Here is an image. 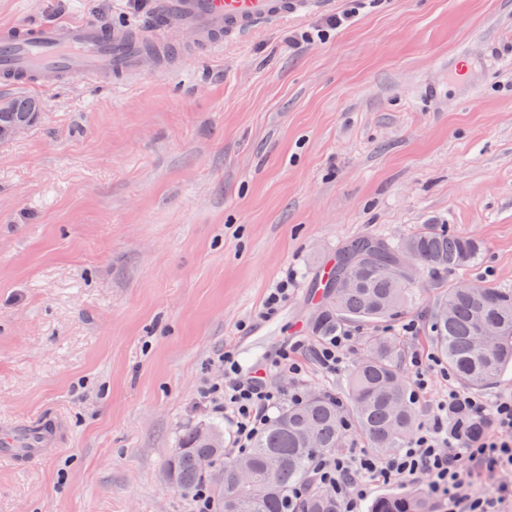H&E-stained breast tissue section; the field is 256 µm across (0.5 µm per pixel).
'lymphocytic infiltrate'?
Returning a JSON list of instances; mask_svg holds the SVG:
<instances>
[{"mask_svg": "<svg viewBox=\"0 0 512 512\" xmlns=\"http://www.w3.org/2000/svg\"><path fill=\"white\" fill-rule=\"evenodd\" d=\"M224 377L210 384L202 399L214 412H231L236 420L235 454L250 448L254 437L269 421V411L286 399H299L303 392H284L273 377L289 374L301 379L304 370L293 346L283 347L276 357L258 371L242 369L232 350L217 357ZM413 402H427L429 413L422 426L395 452L379 455L371 451L323 452L312 464L313 484L335 499L338 512H360L374 481L410 484L428 480L430 492L447 502L448 512H500L507 490L479 494L473 491L472 470L512 469V393L496 398L493 406L472 394L452 387L446 399L426 401L428 379L423 361L412 357ZM466 409L472 416L486 418L488 433L463 441L454 432L452 415Z\"/></svg>", "mask_w": 512, "mask_h": 512, "instance_id": "f902f5d3", "label": "lymphocytic infiltrate"}]
</instances>
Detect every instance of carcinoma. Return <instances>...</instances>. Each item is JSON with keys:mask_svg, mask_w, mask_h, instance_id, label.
I'll return each mask as SVG.
<instances>
[{"mask_svg": "<svg viewBox=\"0 0 512 512\" xmlns=\"http://www.w3.org/2000/svg\"><path fill=\"white\" fill-rule=\"evenodd\" d=\"M481 249L479 240L439 224H425L398 242L380 236L356 238L316 283L325 305L314 317L313 330L328 337L349 325L373 327L394 317L407 305L414 287L403 274L405 260L437 274L469 267ZM421 317L428 321L437 351L461 390H486L512 367L511 288L453 285ZM397 357L392 339L369 336L365 354L340 394L313 392L283 405L245 455L224 463L216 482L222 512H288L289 494L311 481L315 455L345 447L349 426L374 452L389 454L401 447L415 426L416 409ZM454 424L464 440L487 429L486 421L464 411ZM222 455L220 429L192 428L170 464V477L177 487L192 492L205 474L198 460ZM295 512H336V501L310 495ZM371 512H434V505L423 492L392 493L375 499Z\"/></svg>", "mask_w": 512, "mask_h": 512, "instance_id": "1", "label": "carcinoma"}]
</instances>
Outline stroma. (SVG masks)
I'll return each mask as SVG.
<instances>
[{
	"label": "stroma",
	"instance_id": "obj_1",
	"mask_svg": "<svg viewBox=\"0 0 512 512\" xmlns=\"http://www.w3.org/2000/svg\"><path fill=\"white\" fill-rule=\"evenodd\" d=\"M154 10L0 0V26ZM180 39L177 69L149 56L129 85L31 89L40 120L0 144V427L66 426L50 457L0 461V512H193L167 470L193 426L234 446L232 414L200 401L224 348L250 370L299 346L305 390L334 394L366 336L395 339L406 375L436 359L418 308L448 285L512 289V0H329L213 53ZM425 224L478 239L479 259L421 275L397 320L349 327L322 373L314 279L355 238Z\"/></svg>",
	"mask_w": 512,
	"mask_h": 512
}]
</instances>
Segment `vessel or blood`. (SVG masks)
I'll list each match as a JSON object with an SVG mask.
<instances>
[{
    "label": "vessel or blood",
    "instance_id": "vessel-or-blood-1",
    "mask_svg": "<svg viewBox=\"0 0 512 512\" xmlns=\"http://www.w3.org/2000/svg\"><path fill=\"white\" fill-rule=\"evenodd\" d=\"M326 0H159L155 19L138 29L94 21L10 26L0 29V81L50 86L77 77L128 82L139 76L147 52L177 60L181 42L168 25L178 22L213 52L245 34L275 29L320 10ZM57 445L55 428L14 427L0 433V459L41 460Z\"/></svg>",
    "mask_w": 512,
    "mask_h": 512
}]
</instances>
